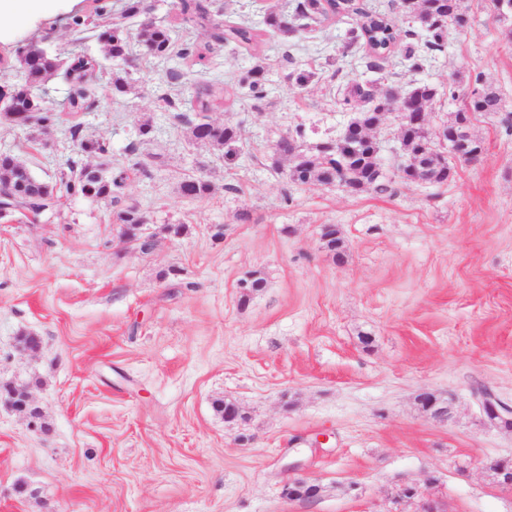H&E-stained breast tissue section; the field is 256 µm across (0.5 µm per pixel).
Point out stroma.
<instances>
[{
	"mask_svg": "<svg viewBox=\"0 0 512 512\" xmlns=\"http://www.w3.org/2000/svg\"><path fill=\"white\" fill-rule=\"evenodd\" d=\"M148 4L177 51L211 43L208 28L183 23L179 0ZM270 5L289 15L295 0H212L211 10L259 27ZM120 6L42 0L0 30V57L32 44L101 57L98 26ZM466 6L421 72L398 53L370 70L364 47L347 45L351 19L336 16L267 37L258 57L211 44L200 63L177 51L146 60L134 48L127 63L102 62L125 72L127 93L95 86L98 105L46 128L0 122V152L44 180L68 160L88 163L72 124L106 142L127 176L122 206L155 237L140 253L121 242L112 205L80 196L0 220V385H28L46 425L33 430L0 402V512H512V489L484 468L512 457V429L472 398L484 388L512 404V15L492 0ZM257 63L259 104L239 84ZM303 70L313 82L288 81ZM478 74L503 109L473 121L485 152L454 162L448 182L399 178L396 112L376 131L391 192L298 184L276 160L295 126L310 146L342 132L352 113L340 83L465 88ZM209 82L227 92L210 121L239 131L230 156L190 138L191 95ZM200 176L213 186L206 200L178 194ZM170 224L186 225L182 238ZM328 225L342 258L322 247ZM254 273L264 286L242 299L238 283ZM23 332L39 337L37 352L19 351ZM424 391L451 400L448 421L425 417ZM218 399L245 420L225 422ZM295 478L319 484V497L286 498ZM408 486L416 497H402Z\"/></svg>",
	"mask_w": 512,
	"mask_h": 512,
	"instance_id": "stroma-1",
	"label": "stroma"
}]
</instances>
